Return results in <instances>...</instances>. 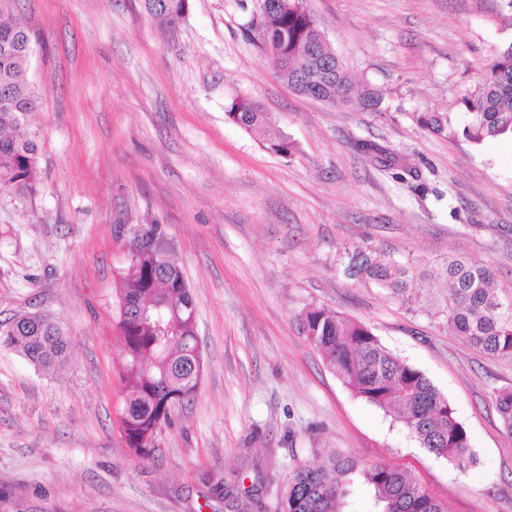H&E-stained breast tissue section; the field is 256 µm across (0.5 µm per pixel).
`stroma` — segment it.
Returning <instances> with one entry per match:
<instances>
[{
    "mask_svg": "<svg viewBox=\"0 0 512 512\" xmlns=\"http://www.w3.org/2000/svg\"><path fill=\"white\" fill-rule=\"evenodd\" d=\"M378 111L291 90L248 28L259 0H189L177 28L140 0H20L40 144L33 190L0 189V322L48 312L72 338L36 371L0 348V512H224V484L280 512L300 463L341 453L405 471L447 512H512V434L493 402L512 358L448 332L445 262L489 267L512 297V139L473 146L421 129L461 122L497 49L507 0H307ZM257 104L291 157L228 121ZM160 225L196 299L201 384L147 460L128 448L117 288L132 229ZM368 246L413 272L408 296L344 273ZM324 306L371 327L455 408L478 465L429 454L356 398L302 334Z\"/></svg>",
    "mask_w": 512,
    "mask_h": 512,
    "instance_id": "1",
    "label": "stroma"
}]
</instances>
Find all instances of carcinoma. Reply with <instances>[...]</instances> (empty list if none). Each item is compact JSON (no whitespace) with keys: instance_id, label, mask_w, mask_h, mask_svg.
Listing matches in <instances>:
<instances>
[{"instance_id":"obj_1","label":"carcinoma","mask_w":512,"mask_h":512,"mask_svg":"<svg viewBox=\"0 0 512 512\" xmlns=\"http://www.w3.org/2000/svg\"><path fill=\"white\" fill-rule=\"evenodd\" d=\"M145 11L163 27L174 28L186 16L188 0H141ZM259 48L276 60L278 77L296 92L334 106L372 110L381 95L354 84L343 63L318 42L320 29L304 0H288V8L251 24ZM29 32L15 19V0H0V189H31L37 179L39 148L23 132L38 110L28 81ZM314 43L318 60L336 73L312 78L301 52ZM462 129L451 125L446 112H419L413 119L435 135L462 137L479 145L487 138L512 135V41L498 50L485 79L464 97ZM225 116L261 138L270 152L288 156L294 145L286 137L264 138L266 113L249 101L233 102ZM346 273L364 283L403 296L411 271L368 247L346 251ZM448 329L465 343L489 355L512 357V300L492 288L490 270L463 258H449ZM119 312L123 354L119 377L127 400L122 412L128 447L139 458L156 450L150 438L179 404L190 400L200 380L193 372L200 351L196 323L183 307L195 303L181 269L150 251L129 259L121 281ZM302 332L325 356L336 376L352 394L389 413L428 452L459 468L477 463L470 435L448 399L423 372L386 349L365 324L338 311L309 306L299 317ZM70 336L48 313L24 312L0 323V347L24 356L36 369L49 373L66 359ZM497 412L512 433V387L493 391ZM356 484L371 492L375 512H445L444 505L403 471L384 463L367 464L336 454L321 465L300 464L288 478L281 512H345ZM227 512H249L235 487L224 486Z\"/></svg>"}]
</instances>
